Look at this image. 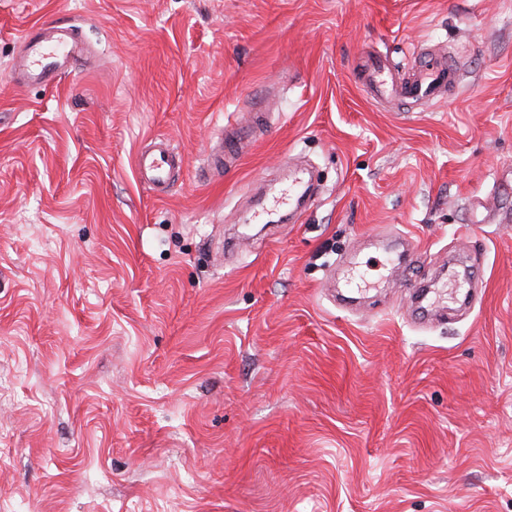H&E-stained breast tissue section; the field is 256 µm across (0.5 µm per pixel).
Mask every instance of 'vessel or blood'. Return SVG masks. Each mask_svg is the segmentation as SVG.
<instances>
[{
    "mask_svg": "<svg viewBox=\"0 0 512 512\" xmlns=\"http://www.w3.org/2000/svg\"><path fill=\"white\" fill-rule=\"evenodd\" d=\"M22 44V56L14 71L24 82L43 86L58 84L71 61L85 51L78 29L71 25L50 24L29 29ZM354 70L370 99L388 103L429 106L447 99L459 85L454 65L427 54L419 55L402 69L370 51L356 62ZM136 166L143 178L160 188L177 170L175 156L166 145L139 151Z\"/></svg>",
    "mask_w": 512,
    "mask_h": 512,
    "instance_id": "b4317fda",
    "label": "vessel or blood"
}]
</instances>
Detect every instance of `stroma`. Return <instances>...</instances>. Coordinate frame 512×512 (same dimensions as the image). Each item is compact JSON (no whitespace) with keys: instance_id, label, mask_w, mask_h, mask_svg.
<instances>
[{"instance_id":"1","label":"stroma","mask_w":512,"mask_h":512,"mask_svg":"<svg viewBox=\"0 0 512 512\" xmlns=\"http://www.w3.org/2000/svg\"><path fill=\"white\" fill-rule=\"evenodd\" d=\"M425 46L454 96H366ZM0 383V512H512V0H0ZM20 61L13 65L24 82L54 86L69 69L70 63L85 51L78 28L57 24L31 28L22 38ZM243 152L240 143L235 139L228 137L227 130L224 131V149L219 154H214L211 157V165L224 174V169L231 167L235 162L239 153ZM139 174L159 188H163L175 175V155L168 144L140 150L136 155Z\"/></svg>"}]
</instances>
